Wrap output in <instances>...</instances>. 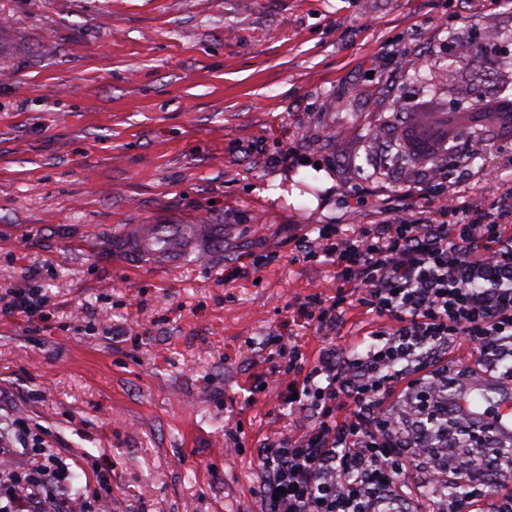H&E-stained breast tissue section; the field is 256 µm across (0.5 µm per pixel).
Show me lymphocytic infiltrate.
Instances as JSON below:
<instances>
[{
  "label": "lymphocytic infiltrate",
  "mask_w": 512,
  "mask_h": 512,
  "mask_svg": "<svg viewBox=\"0 0 512 512\" xmlns=\"http://www.w3.org/2000/svg\"><path fill=\"white\" fill-rule=\"evenodd\" d=\"M406 112L410 149L431 158L447 145L452 125L479 131L466 145L473 156L490 152L495 136L512 134V112L498 98L466 114ZM296 249L360 288L358 303L377 323L363 350L331 347L309 367L295 348L287 369L265 373L301 423L297 437L260 451L265 512H412L406 479L425 457L427 483L446 512H471L498 488V512H512V484L488 480L496 459L485 448L453 468L435 454L448 445V356L456 346H468L475 371L512 382V188L499 190L490 208L472 199L457 218L439 208L419 220L398 216L354 230L322 224L315 236L298 238ZM345 302L340 293L312 294L298 312L328 336ZM15 441L0 428V457L8 459L0 465V512H112L101 497L62 496L72 479L65 461L44 445L13 453ZM452 486L465 494L449 495Z\"/></svg>",
  "instance_id": "obj_1"
}]
</instances>
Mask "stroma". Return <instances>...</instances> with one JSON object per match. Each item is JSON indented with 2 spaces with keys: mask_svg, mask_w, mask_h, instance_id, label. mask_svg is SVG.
Returning a JSON list of instances; mask_svg holds the SVG:
<instances>
[{
  "mask_svg": "<svg viewBox=\"0 0 512 512\" xmlns=\"http://www.w3.org/2000/svg\"><path fill=\"white\" fill-rule=\"evenodd\" d=\"M488 27H512V0H0V306L32 269L48 297L0 316V425L114 512H263L258 450L300 426L256 375L375 323L349 287L335 335L300 317L337 282L295 237L383 223L405 183L452 210L488 170L512 186L510 139L435 184L372 138L398 136L397 98L465 95L479 61L444 70L449 35L512 56ZM201 220L221 245L175 267L116 245Z\"/></svg>",
  "mask_w": 512,
  "mask_h": 512,
  "instance_id": "35a3bbf8",
  "label": "stroma"
}]
</instances>
